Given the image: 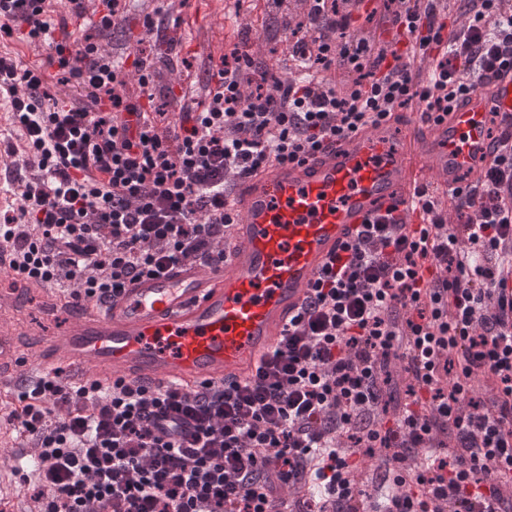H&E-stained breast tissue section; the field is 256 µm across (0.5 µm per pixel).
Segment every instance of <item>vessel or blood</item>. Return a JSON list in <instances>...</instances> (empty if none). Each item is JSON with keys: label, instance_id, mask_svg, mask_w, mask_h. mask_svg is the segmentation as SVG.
<instances>
[{"label": "vessel or blood", "instance_id": "1", "mask_svg": "<svg viewBox=\"0 0 512 512\" xmlns=\"http://www.w3.org/2000/svg\"><path fill=\"white\" fill-rule=\"evenodd\" d=\"M511 127L512 69L484 80L444 122L430 127L413 114L405 129L451 190L478 183L493 137ZM389 133L371 125L333 151L243 180L223 260L178 264L106 299L71 302L67 326L33 347L31 329L0 325V387L23 390L34 374L190 389L250 376L331 255L406 197V154Z\"/></svg>", "mask_w": 512, "mask_h": 512}]
</instances>
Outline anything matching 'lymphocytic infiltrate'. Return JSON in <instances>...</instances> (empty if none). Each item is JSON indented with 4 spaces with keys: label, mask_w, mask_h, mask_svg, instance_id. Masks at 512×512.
Returning a JSON list of instances; mask_svg holds the SVG:
<instances>
[{
    "label": "lymphocytic infiltrate",
    "mask_w": 512,
    "mask_h": 512,
    "mask_svg": "<svg viewBox=\"0 0 512 512\" xmlns=\"http://www.w3.org/2000/svg\"><path fill=\"white\" fill-rule=\"evenodd\" d=\"M297 2L291 70L243 40L169 120L145 110L150 57L128 99L123 62L71 45L47 0H0L1 38L52 49L43 70L0 56L23 133L0 223L12 276L90 302L223 255L244 178L403 112L438 122L512 65V0H382L356 33L362 0ZM493 145L481 187L420 184L362 225L250 377L23 390L5 421L37 462L26 512H371V458L400 489L382 512H512V132Z\"/></svg>",
    "instance_id": "f902f5d3"
}]
</instances>
